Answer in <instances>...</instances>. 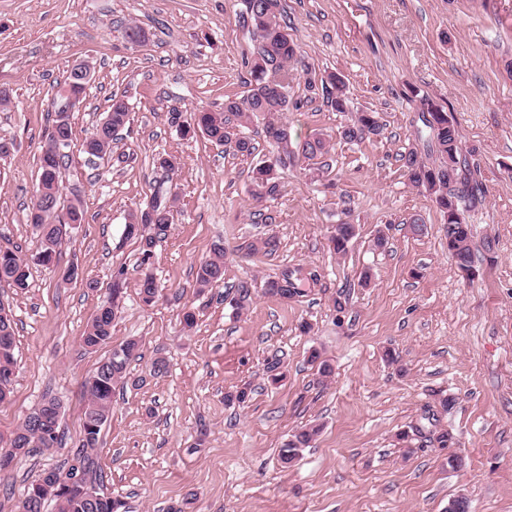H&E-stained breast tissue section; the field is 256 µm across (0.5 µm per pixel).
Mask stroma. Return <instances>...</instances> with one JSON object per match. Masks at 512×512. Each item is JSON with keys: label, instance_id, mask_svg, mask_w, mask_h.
Here are the masks:
<instances>
[{"label": "stroma", "instance_id": "1", "mask_svg": "<svg viewBox=\"0 0 512 512\" xmlns=\"http://www.w3.org/2000/svg\"><path fill=\"white\" fill-rule=\"evenodd\" d=\"M244 9L243 0H0V88L11 94L0 137L16 144L0 162V246L22 257L37 246L27 213L55 90L76 61H91L96 75L70 115L73 153L60 183L64 200L81 201L84 221L52 265L30 264L25 291L0 288L17 344L0 449L44 395L62 405L61 445L0 471V512H20L44 470L72 463L88 382L129 338L139 356L89 457L101 491L130 512H448L459 496L471 512H512V0H279L299 53L288 86L297 107L285 115L294 154L270 203L274 224L256 223L249 193L256 157L271 149L263 118L244 129L253 157L181 137L166 121L172 110L218 112L227 97L246 95L255 43L238 23ZM130 24L148 31L145 45L127 42ZM331 73L344 79L350 111L308 90ZM115 94L133 108L131 129L113 158L89 163L82 143ZM427 99L455 121L484 188L482 205L464 213L470 281L448 252L433 196L409 182L401 161L411 148L435 159L420 120ZM362 111L378 113L382 135L342 140L339 128ZM315 134L331 164L316 180L300 154ZM167 154L177 161L174 222L144 266L124 227L163 180L154 161ZM344 221L356 236L337 254L328 237ZM271 235L278 249L268 253L259 242ZM217 244L224 279L198 290V266ZM120 267L125 297L112 341L85 349ZM287 268L303 274L300 295L265 294V280ZM147 272L160 287L149 305L139 295ZM241 281L251 297L237 310L224 293ZM314 351L330 376L310 363ZM275 356L274 383L266 364ZM159 359L167 368L157 375ZM243 386L246 402L226 404L225 393ZM312 425L310 448L283 467L282 445ZM442 432L449 447L435 441Z\"/></svg>", "mask_w": 512, "mask_h": 512}]
</instances>
